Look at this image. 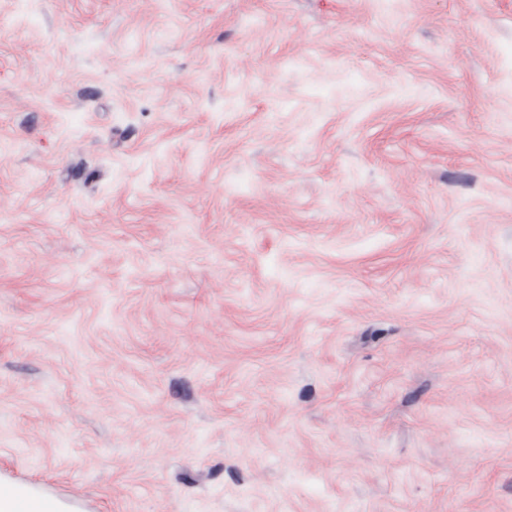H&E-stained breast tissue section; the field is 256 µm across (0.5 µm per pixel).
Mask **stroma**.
Instances as JSON below:
<instances>
[{
    "label": "stroma",
    "instance_id": "obj_1",
    "mask_svg": "<svg viewBox=\"0 0 512 512\" xmlns=\"http://www.w3.org/2000/svg\"><path fill=\"white\" fill-rule=\"evenodd\" d=\"M0 482L512 512V0H0Z\"/></svg>",
    "mask_w": 512,
    "mask_h": 512
}]
</instances>
